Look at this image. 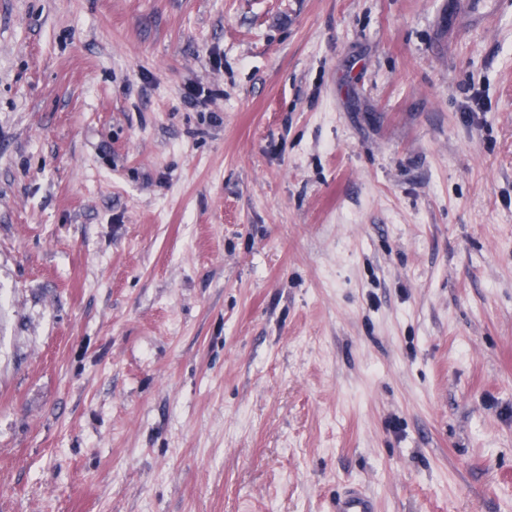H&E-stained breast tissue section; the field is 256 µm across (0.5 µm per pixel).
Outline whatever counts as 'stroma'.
<instances>
[{
  "label": "stroma",
  "instance_id": "obj_1",
  "mask_svg": "<svg viewBox=\"0 0 512 512\" xmlns=\"http://www.w3.org/2000/svg\"><path fill=\"white\" fill-rule=\"evenodd\" d=\"M459 2L0 0V512H512V8Z\"/></svg>",
  "mask_w": 512,
  "mask_h": 512
}]
</instances>
